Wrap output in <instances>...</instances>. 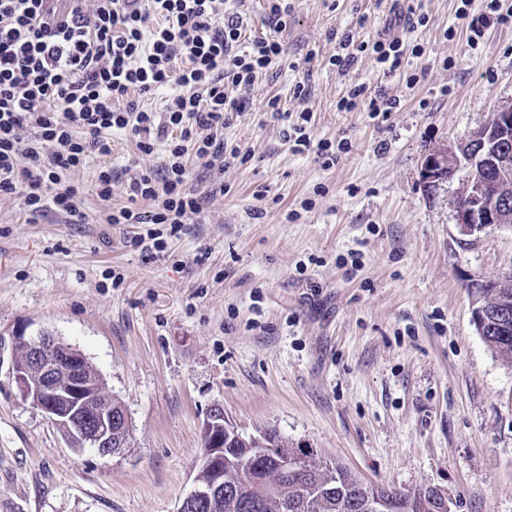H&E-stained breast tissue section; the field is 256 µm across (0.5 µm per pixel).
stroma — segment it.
<instances>
[{"label":"stroma","instance_id":"obj_1","mask_svg":"<svg viewBox=\"0 0 512 512\" xmlns=\"http://www.w3.org/2000/svg\"><path fill=\"white\" fill-rule=\"evenodd\" d=\"M267 0H223L244 19L241 46L278 35L285 53L245 97L224 140L246 164L190 158L203 210L157 258L102 224L128 205L153 158L135 138L80 175L88 223L30 218L0 197V512H177L191 490L213 404L241 430L272 427L362 483L441 490L450 512H512V365L476 333L472 283L512 273V226L462 238L457 183L425 191L423 158L512 103V23L469 45L460 9L485 0H412L406 74L366 52L330 64L339 43L374 39L393 0H288L285 30ZM308 95L298 98L297 86ZM354 85L399 97L385 121L342 111ZM310 111L313 140L346 141L334 164L296 154L286 122ZM113 170L112 197L93 171ZM223 194L209 196L213 183ZM123 282L113 286V275ZM47 330L80 350L128 412V448H71L9 372L12 338Z\"/></svg>","mask_w":512,"mask_h":512}]
</instances>
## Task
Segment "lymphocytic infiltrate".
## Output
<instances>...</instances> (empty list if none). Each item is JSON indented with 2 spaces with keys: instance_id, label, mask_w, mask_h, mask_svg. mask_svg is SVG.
<instances>
[{
  "instance_id": "obj_1",
  "label": "lymphocytic infiltrate",
  "mask_w": 512,
  "mask_h": 512,
  "mask_svg": "<svg viewBox=\"0 0 512 512\" xmlns=\"http://www.w3.org/2000/svg\"><path fill=\"white\" fill-rule=\"evenodd\" d=\"M273 36L239 50L243 19L216 0H0V196L19 195L29 215L54 210L83 224L81 188L60 170L79 171L112 152V135L138 136L158 168L129 185L127 206L107 224H144L133 247L162 251L201 206L187 185V153L245 162L217 133L250 89L281 57L284 0H268ZM166 92L160 112L139 109L129 92ZM126 108H115L119 99ZM148 200L151 211L136 203Z\"/></svg>"
}]
</instances>
